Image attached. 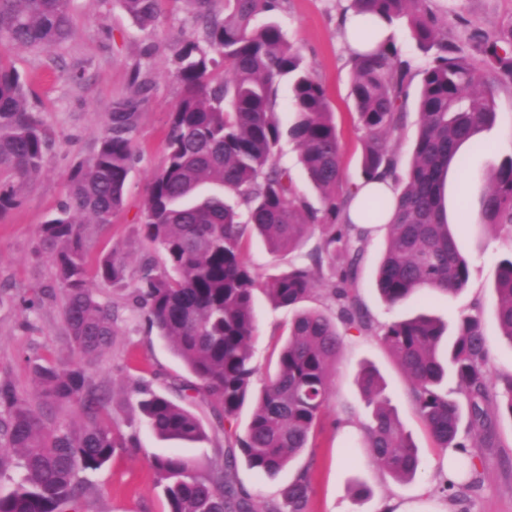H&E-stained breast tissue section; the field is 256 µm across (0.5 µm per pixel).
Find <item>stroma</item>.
<instances>
[{"label": "stroma", "instance_id": "1", "mask_svg": "<svg viewBox=\"0 0 512 512\" xmlns=\"http://www.w3.org/2000/svg\"><path fill=\"white\" fill-rule=\"evenodd\" d=\"M349 0H278L274 12L289 41L301 52L325 87L342 142L345 183L359 182V133L351 97V51L340 35L342 14ZM427 7L448 37L467 44L471 28L494 31L512 24V0H428ZM403 57L413 78L405 103L406 124L392 146L401 165H408L417 132V93L421 72L431 60L419 50L404 26L395 29ZM201 30L183 8L164 5L156 25L139 30L123 10L120 0H74L72 36L62 47L35 52L0 43V55L27 77L31 107L40 112L55 134L48 162L37 181L24 188L20 202L0 215V382L12 383L27 398H35L30 365L35 361L69 362L72 351L63 320V289L53 265L35 255L37 230L69 198L74 168L94 152L103 123L114 99L124 95L134 70L146 73L151 91L137 134L136 158L130 172L123 205L111 223L87 228V264L118 249L128 255V282L104 285L98 298L115 313L111 345L86 362L85 368L110 398L109 419L114 429L135 434L136 447L120 450L96 471L86 472L88 492L82 512H167L156 484L150 459L180 453L197 462L202 472L220 468L228 442L213 407L189 400L178 390L192 376L172 354L156 330L150 329L131 292L139 264L155 252L137 234L141 204L149 177L165 157V132L169 114L179 96L174 52L178 43L199 37ZM495 124L484 131L490 149H465L467 204L465 215L449 211L458 244L471 260L468 285L458 294H417L398 307L388 306L378 295L375 280L386 246L388 228L375 225L367 237L359 267L361 299L376 322L426 314L454 331L460 312L478 311L491 356L493 376L512 374V343L500 335L496 324L493 284L497 263L512 251V243L482 226L481 198L487 170L512 155V86L495 98ZM321 236L313 231L302 251L311 250ZM302 251L274 254L264 242L251 238L246 248L249 263L265 277L287 270ZM40 298L42 306L29 310L25 299ZM256 335L253 360L266 368L283 342L282 326L293 312L273 305L265 294L255 300ZM375 368L383 380V395L417 445L421 469L410 481L399 482L374 460L364 444L359 424L368 420L358 385L363 368ZM144 382L192 412L206 430L207 439L188 442L155 436L144 424L136 404L135 387ZM499 444L476 450V481L463 501L449 504L436 489L446 481L448 453L436 447L420 419L407 377L377 337L345 332L341 354L333 372L332 392L322 410L314 445L279 474L268 477L238 461L236 480L256 502H272L301 468L312 474L307 512H512V419L502 418Z\"/></svg>", "mask_w": 512, "mask_h": 512}]
</instances>
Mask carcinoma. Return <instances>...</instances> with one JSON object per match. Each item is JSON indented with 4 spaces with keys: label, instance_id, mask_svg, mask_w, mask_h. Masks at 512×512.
<instances>
[{
    "label": "carcinoma",
    "instance_id": "1",
    "mask_svg": "<svg viewBox=\"0 0 512 512\" xmlns=\"http://www.w3.org/2000/svg\"><path fill=\"white\" fill-rule=\"evenodd\" d=\"M181 1L192 9L203 36L182 42L175 52L183 91L169 114L165 158L151 174L139 224L158 258L139 266L134 297L148 324L195 378L182 389L210 398L226 422L248 402L253 410L245 436L225 451L220 469L201 474L179 453L151 458L168 512H306L310 469L300 470L283 489L282 503L260 509L237 485L236 453L273 477L313 447L342 345L340 324L379 338L404 370L437 447L461 449L458 467L472 474L475 454L468 452V441L479 438L491 448L499 420L512 419V375L491 376L479 317L460 314L444 358L438 320L420 315L375 323L358 288L367 231L343 217L352 188L342 187L341 138L325 87L271 17L278 0H224L222 15L213 9L214 0H172ZM121 2L142 29L159 18L160 0ZM350 9L393 27L407 20L418 46L433 52L418 90V130L404 172L390 141L406 123L409 64L393 32L375 51L353 52L351 96L361 131L362 176L390 177L397 189L394 200L376 197L364 207L367 221L394 210L377 291L391 307L422 291L457 293L469 282L470 265L446 219L445 181L451 169L465 166L464 146H481L479 136L496 119V93L512 84V26L472 30L469 41L483 57L481 71L448 41L426 0H351ZM72 11L73 0H0V42L35 51L58 48L72 34ZM284 77L292 81L294 122L288 135L320 195V208L297 191L277 159L283 129L274 91ZM147 88V78L137 74L131 91L112 102L94 153L72 174L68 201L37 230L36 250L51 259L64 286L65 331L76 360L37 364L33 380L44 405H78L86 421L55 422L0 383V409L6 413L0 421V474L11 467L19 471L14 490L0 496V512H78L87 491L80 473L101 468L119 449L136 447L134 436L112 429L105 396L80 360L102 351L114 335V313L97 299V286L121 283L126 265L114 253L88 275L86 224L110 223L123 204ZM54 142V132L31 109L24 78L0 57V216L42 172ZM481 220L512 241V157L488 173ZM319 225L317 245L284 272L264 280L245 260L253 231L271 252L290 253ZM258 290L295 312L274 372L256 391ZM321 290L336 307L334 320L317 307L302 306ZM495 292L499 333L512 342V255L498 262ZM450 374L457 385L446 390L443 381ZM360 388L372 408L362 424L365 447L394 479L415 477L419 448L382 396L375 369L363 370ZM138 395L155 435L206 437L200 421L166 396L147 386Z\"/></svg>",
    "mask_w": 512,
    "mask_h": 512
}]
</instances>
